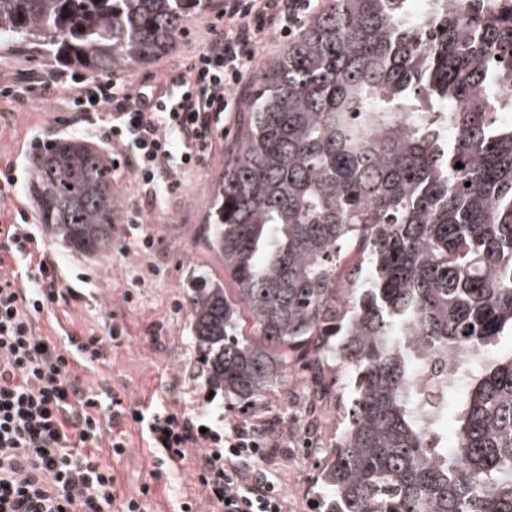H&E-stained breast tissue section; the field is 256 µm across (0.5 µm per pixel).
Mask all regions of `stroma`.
I'll return each instance as SVG.
<instances>
[{
    "instance_id": "35a3bbf8",
    "label": "stroma",
    "mask_w": 512,
    "mask_h": 512,
    "mask_svg": "<svg viewBox=\"0 0 512 512\" xmlns=\"http://www.w3.org/2000/svg\"><path fill=\"white\" fill-rule=\"evenodd\" d=\"M215 16L212 10L196 15L171 52L120 72V79L133 85L156 83L166 70L184 62L202 45ZM24 71L50 82L51 89L23 105L0 102V171L12 170L15 178L11 191L0 197V223L5 224L21 212L30 222L38 220L26 192L37 139L80 133L92 143L100 141L93 132L56 124V117L68 115L69 94L66 84L57 79V69L47 60L0 50V87L14 85ZM223 168L222 146L203 153L179 192L156 207L149 205L146 190L132 169L115 172V187L125 206L115 220L111 251L88 257L63 251L50 235L42 237L47 257L65 267L66 277L80 297L57 307L54 313L40 314L38 327L58 337L68 332L100 336L111 324L125 326L126 338L120 346L110 348L105 362L96 369L81 370L86 386L109 388L137 403L149 401L154 408L216 413L223 415L226 423L263 430L270 452L265 459L252 462V469L277 475L286 512H320L316 464L346 422L351 395L344 384L337 382L334 374L319 375L300 363L288 381L293 395L290 405H283L279 394L271 393L259 408L245 414L233 408L222 393L212 392L199 376L197 355L187 340L189 300L184 282L188 269L194 266L205 271L219 266L204 247L200 228L212 208V185ZM137 210L142 213L145 232L155 240L148 255L128 233L127 222ZM127 291L134 294L129 303L122 300ZM153 324L159 331L152 337L146 330ZM128 430L129 448L112 462L123 495H136L143 484H151L154 491L143 501L144 512H171L173 499L182 495L203 502L193 458H186L181 468L156 471L137 426L129 425Z\"/></svg>"
}]
</instances>
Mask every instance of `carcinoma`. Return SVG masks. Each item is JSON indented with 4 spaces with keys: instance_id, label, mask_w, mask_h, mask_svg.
<instances>
[{
    "instance_id": "carcinoma-1",
    "label": "carcinoma",
    "mask_w": 512,
    "mask_h": 512,
    "mask_svg": "<svg viewBox=\"0 0 512 512\" xmlns=\"http://www.w3.org/2000/svg\"><path fill=\"white\" fill-rule=\"evenodd\" d=\"M213 2L0 0V48L110 75ZM411 3L330 0L257 77L202 226L223 273L189 271V341L245 410L288 406L301 361L341 366L353 404L316 465L324 512H512V352L474 361L512 332V0ZM27 194L61 246L112 247L124 200L89 141L43 147ZM429 361L464 376L453 448Z\"/></svg>"
}]
</instances>
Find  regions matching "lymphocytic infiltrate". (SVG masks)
I'll use <instances>...</instances> for the list:
<instances>
[{"label":"lymphocytic infiltrate","instance_id":"obj_1","mask_svg":"<svg viewBox=\"0 0 512 512\" xmlns=\"http://www.w3.org/2000/svg\"><path fill=\"white\" fill-rule=\"evenodd\" d=\"M297 7L298 0H224L223 30L159 84L74 79L68 109L93 114L91 128L105 130L113 162L131 166L160 201L214 149L219 119L236 111V91L260 47L272 34H290ZM73 294L31 224H0V512H105L112 504L144 512L151 485L118 499L113 468L99 454L104 445L111 457L125 454L129 423L148 447L178 459L196 449L211 512H285L277 476L247 469L269 452L260 431L204 413H147L118 393L83 386L78 366L104 361L126 331L115 323L107 337L75 335L66 345L42 334L39 315Z\"/></svg>","mask_w":512,"mask_h":512}]
</instances>
